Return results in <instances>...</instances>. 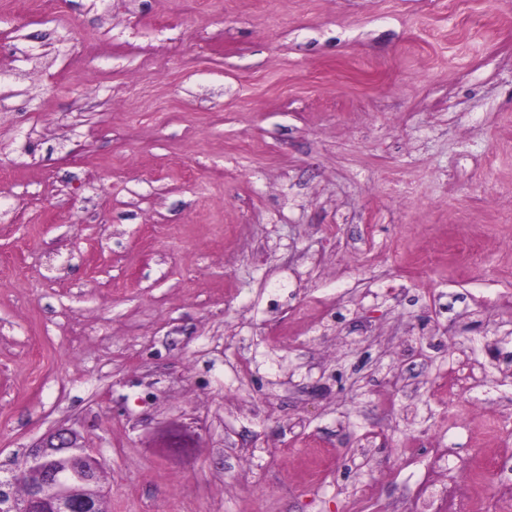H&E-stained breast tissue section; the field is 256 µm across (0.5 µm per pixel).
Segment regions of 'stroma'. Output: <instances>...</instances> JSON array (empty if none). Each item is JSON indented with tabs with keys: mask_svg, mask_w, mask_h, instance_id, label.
Wrapping results in <instances>:
<instances>
[{
	"mask_svg": "<svg viewBox=\"0 0 512 512\" xmlns=\"http://www.w3.org/2000/svg\"><path fill=\"white\" fill-rule=\"evenodd\" d=\"M491 417L512 0H0V468L63 425L109 512H399Z\"/></svg>",
	"mask_w": 512,
	"mask_h": 512,
	"instance_id": "stroma-1",
	"label": "stroma"
}]
</instances>
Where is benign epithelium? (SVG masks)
Listing matches in <instances>:
<instances>
[{
  "instance_id": "benign-epithelium-1",
  "label": "benign epithelium",
  "mask_w": 512,
  "mask_h": 512,
  "mask_svg": "<svg viewBox=\"0 0 512 512\" xmlns=\"http://www.w3.org/2000/svg\"><path fill=\"white\" fill-rule=\"evenodd\" d=\"M102 469L98 449L88 447L75 430L57 427L0 478V512H103ZM32 473L38 481L29 484L25 498L15 499V486Z\"/></svg>"
}]
</instances>
